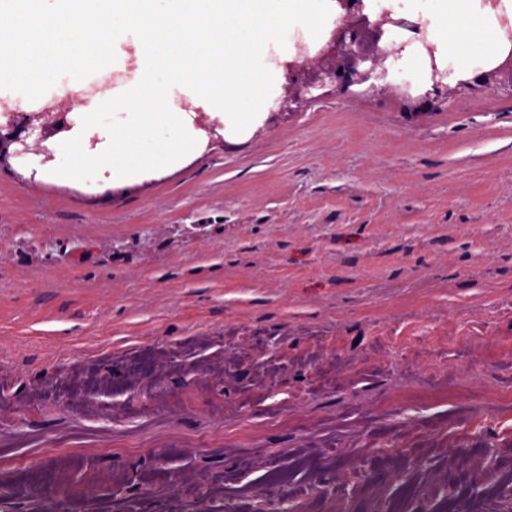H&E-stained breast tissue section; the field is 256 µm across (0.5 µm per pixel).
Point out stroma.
<instances>
[{
  "mask_svg": "<svg viewBox=\"0 0 512 512\" xmlns=\"http://www.w3.org/2000/svg\"><path fill=\"white\" fill-rule=\"evenodd\" d=\"M372 81L118 187L0 158V512H512V88Z\"/></svg>",
  "mask_w": 512,
  "mask_h": 512,
  "instance_id": "35a3bbf8",
  "label": "stroma"
}]
</instances>
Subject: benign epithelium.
<instances>
[{"mask_svg": "<svg viewBox=\"0 0 512 512\" xmlns=\"http://www.w3.org/2000/svg\"><path fill=\"white\" fill-rule=\"evenodd\" d=\"M380 38L379 24L371 22L363 13L349 12L345 23L332 33L318 57L291 67V81L302 83L306 90L321 87L327 80L334 81L343 92L353 85L365 84L371 79L372 69L364 68V63H377L383 58L378 46ZM480 80L489 86L512 87V54L483 73Z\"/></svg>", "mask_w": 512, "mask_h": 512, "instance_id": "7a95c632", "label": "benign epithelium"}]
</instances>
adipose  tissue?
Here are the masks:
<instances>
[{
	"label": "adipose tissue",
	"instance_id": "adipose-tissue-1",
	"mask_svg": "<svg viewBox=\"0 0 512 512\" xmlns=\"http://www.w3.org/2000/svg\"><path fill=\"white\" fill-rule=\"evenodd\" d=\"M373 4L418 16L454 78L485 67L500 55V18L512 17V0H373Z\"/></svg>",
	"mask_w": 512,
	"mask_h": 512
}]
</instances>
